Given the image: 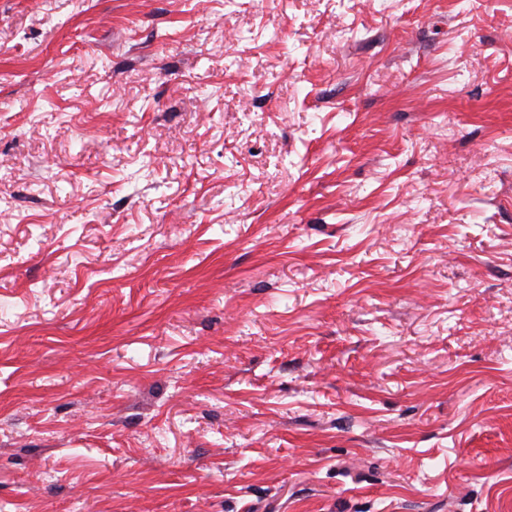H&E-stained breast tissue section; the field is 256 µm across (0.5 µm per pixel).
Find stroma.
Returning <instances> with one entry per match:
<instances>
[{"label": "stroma", "mask_w": 512, "mask_h": 512, "mask_svg": "<svg viewBox=\"0 0 512 512\" xmlns=\"http://www.w3.org/2000/svg\"><path fill=\"white\" fill-rule=\"evenodd\" d=\"M0 512H512V0H0Z\"/></svg>", "instance_id": "obj_1"}]
</instances>
